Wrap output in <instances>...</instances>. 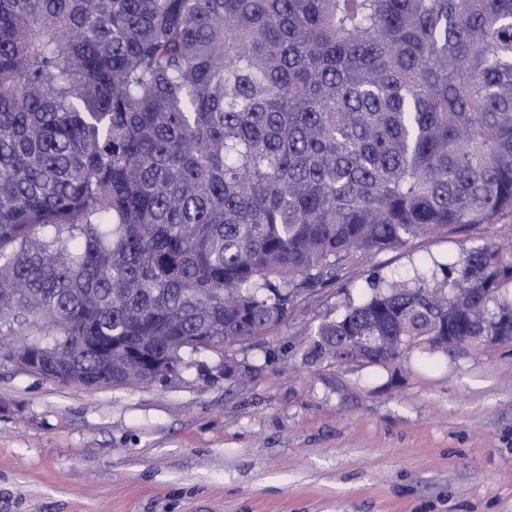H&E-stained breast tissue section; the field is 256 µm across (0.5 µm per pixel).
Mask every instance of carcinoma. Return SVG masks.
I'll return each mask as SVG.
<instances>
[{
    "label": "carcinoma",
    "instance_id": "1",
    "mask_svg": "<svg viewBox=\"0 0 512 512\" xmlns=\"http://www.w3.org/2000/svg\"><path fill=\"white\" fill-rule=\"evenodd\" d=\"M512 218V0H0V356L87 389L266 336L349 261ZM311 353L496 334L512 245Z\"/></svg>",
    "mask_w": 512,
    "mask_h": 512
}]
</instances>
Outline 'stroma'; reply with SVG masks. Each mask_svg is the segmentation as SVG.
<instances>
[{"mask_svg":"<svg viewBox=\"0 0 512 512\" xmlns=\"http://www.w3.org/2000/svg\"><path fill=\"white\" fill-rule=\"evenodd\" d=\"M512 220L343 266L268 336L88 390L0 361V512H512V342L384 368L311 356L307 333Z\"/></svg>","mask_w":512,"mask_h":512,"instance_id":"obj_1","label":"stroma"}]
</instances>
